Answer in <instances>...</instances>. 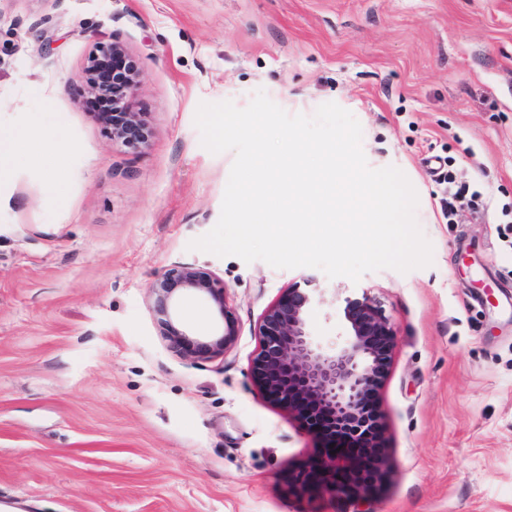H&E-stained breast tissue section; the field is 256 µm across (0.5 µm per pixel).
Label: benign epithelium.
<instances>
[{
  "mask_svg": "<svg viewBox=\"0 0 512 512\" xmlns=\"http://www.w3.org/2000/svg\"><path fill=\"white\" fill-rule=\"evenodd\" d=\"M82 81L89 95L112 90V112L102 116L111 140L133 149L149 145L142 113L133 111L131 104L145 75L123 43L114 39L95 43ZM180 291L209 299L218 318L225 321L224 332L202 340L179 332L173 321ZM312 302L313 294L291 288L265 311L258 327L260 346L252 361L254 380L265 396L291 412L303 402L312 417L328 414L337 419L355 447L364 449L362 453L338 450L336 438L326 429L301 421L322 438L325 450L303 467L301 483H288L289 491L322 490L350 499L352 512H375L372 501L386 464L384 423L379 411L370 414L364 406L383 378L394 330L381 307L366 296L346 306L344 339L334 348H323L315 343L309 327ZM149 308L160 335L182 356L211 360L234 345L224 284L189 263H175L151 284Z\"/></svg>",
  "mask_w": 512,
  "mask_h": 512,
  "instance_id": "obj_1",
  "label": "benign epithelium"
}]
</instances>
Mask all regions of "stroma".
<instances>
[{"label":"stroma","mask_w":512,"mask_h":512,"mask_svg":"<svg viewBox=\"0 0 512 512\" xmlns=\"http://www.w3.org/2000/svg\"><path fill=\"white\" fill-rule=\"evenodd\" d=\"M109 36L145 72L138 151L85 110L82 69ZM260 89L282 108L358 103L373 167L418 194L431 266L354 282L189 249L235 158L202 146L196 110ZM44 111L66 146L60 201L41 169L0 177V512H349L287 495L318 439L251 373L263 314L310 277L322 346L351 299L394 329L376 512H512V0H0V125ZM452 182L478 196L450 221ZM176 262L223 281L224 356L160 336L149 287ZM175 326L222 323L186 294Z\"/></svg>","instance_id":"1"}]
</instances>
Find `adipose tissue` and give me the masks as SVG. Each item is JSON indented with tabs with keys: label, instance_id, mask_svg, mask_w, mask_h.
Instances as JSON below:
<instances>
[{
	"label": "adipose tissue",
	"instance_id": "obj_1",
	"mask_svg": "<svg viewBox=\"0 0 512 512\" xmlns=\"http://www.w3.org/2000/svg\"><path fill=\"white\" fill-rule=\"evenodd\" d=\"M50 113H43L24 131L0 127V176L18 162L37 166L51 176L48 187L49 202H56L61 192V160L63 143L47 144V125Z\"/></svg>",
	"mask_w": 512,
	"mask_h": 512
}]
</instances>
